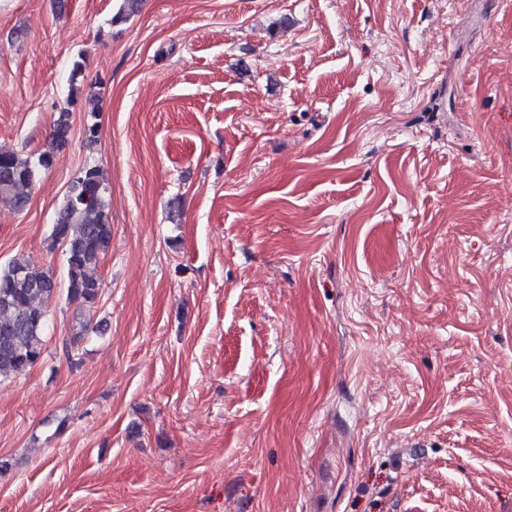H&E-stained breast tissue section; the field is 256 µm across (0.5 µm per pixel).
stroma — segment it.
<instances>
[{"mask_svg":"<svg viewBox=\"0 0 512 512\" xmlns=\"http://www.w3.org/2000/svg\"><path fill=\"white\" fill-rule=\"evenodd\" d=\"M0 0V148L112 244L0 382V512H512V0ZM84 68L72 77L75 60ZM99 126L95 145L85 127ZM69 108L59 112L54 121L46 148L38 154L24 155L0 148V199L14 209L23 210L29 203V189L39 173L53 162L54 151L68 143L71 130ZM108 188L101 170L86 167L74 180L69 193L56 213L51 232L45 241L47 251H55L66 242L65 284L69 303L77 304L81 313L72 325L69 342L76 346L90 331L91 319L82 312L94 307L102 284L98 267L112 243V226L108 219Z\"/></svg>","mask_w":512,"mask_h":512,"instance_id":"obj_1","label":"stroma"}]
</instances>
